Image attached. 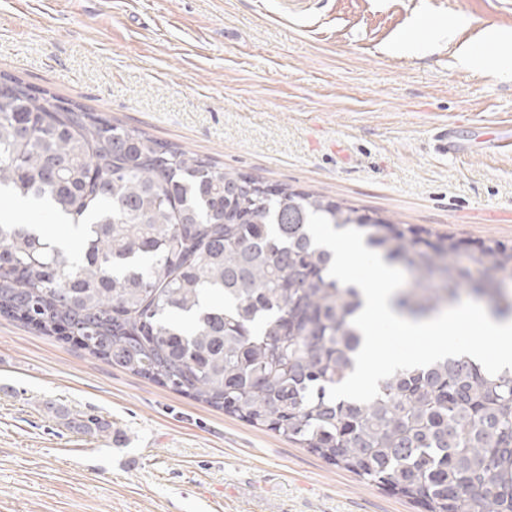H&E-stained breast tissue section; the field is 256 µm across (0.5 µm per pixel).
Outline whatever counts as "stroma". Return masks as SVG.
I'll use <instances>...</instances> for the list:
<instances>
[{
	"label": "stroma",
	"instance_id": "obj_1",
	"mask_svg": "<svg viewBox=\"0 0 512 512\" xmlns=\"http://www.w3.org/2000/svg\"><path fill=\"white\" fill-rule=\"evenodd\" d=\"M0 0V72L227 171L512 245V0ZM457 18L449 30V18ZM500 32L486 62L458 45ZM416 48L391 52L400 34ZM448 128L459 154L435 153ZM94 415L108 428L67 427ZM0 512H421L272 432L0 318Z\"/></svg>",
	"mask_w": 512,
	"mask_h": 512
}]
</instances>
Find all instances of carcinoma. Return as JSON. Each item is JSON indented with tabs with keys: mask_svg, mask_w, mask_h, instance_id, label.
I'll list each match as a JSON object with an SVG mask.
<instances>
[{
	"mask_svg": "<svg viewBox=\"0 0 512 512\" xmlns=\"http://www.w3.org/2000/svg\"><path fill=\"white\" fill-rule=\"evenodd\" d=\"M0 317L298 444L426 512H512V373L468 356L399 371L369 404L328 397L354 370L362 293L329 273L310 211L405 264L397 306L441 313L467 293L512 317V247L461 256L389 218L271 188L112 116L0 74ZM57 417L88 434L97 418Z\"/></svg>",
	"mask_w": 512,
	"mask_h": 512,
	"instance_id": "1",
	"label": "carcinoma"
}]
</instances>
